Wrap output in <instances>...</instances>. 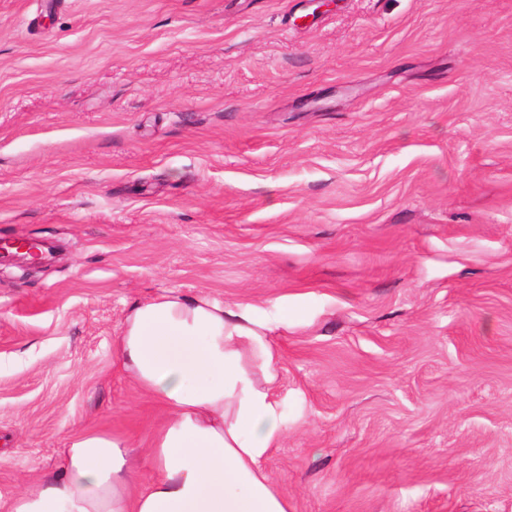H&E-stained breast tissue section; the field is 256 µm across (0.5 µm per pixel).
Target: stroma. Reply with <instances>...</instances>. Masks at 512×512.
<instances>
[{"label":"stroma","instance_id":"1","mask_svg":"<svg viewBox=\"0 0 512 512\" xmlns=\"http://www.w3.org/2000/svg\"><path fill=\"white\" fill-rule=\"evenodd\" d=\"M0 512L148 447L134 301L251 305L293 512H512V0H0ZM287 319H280V307ZM23 240L24 239H20L17 241L8 240L1 242L0 270L2 266H11L19 264L41 265L47 263L50 260V257L53 256V249L50 246H47V244L36 240H28L29 242ZM29 244H31V246H29ZM37 246L46 249V251L39 252L38 250H36ZM26 254H31L34 258V261L30 262L27 259Z\"/></svg>","mask_w":512,"mask_h":512}]
</instances>
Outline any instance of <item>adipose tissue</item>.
Listing matches in <instances>:
<instances>
[{"label": "adipose tissue", "instance_id": "ef3b65f1", "mask_svg": "<svg viewBox=\"0 0 512 512\" xmlns=\"http://www.w3.org/2000/svg\"><path fill=\"white\" fill-rule=\"evenodd\" d=\"M114 356L165 410L145 453L148 481L127 437L80 432L8 512H291L262 465L288 429L264 320L202 295L162 294L132 304Z\"/></svg>", "mask_w": 512, "mask_h": 512}]
</instances>
